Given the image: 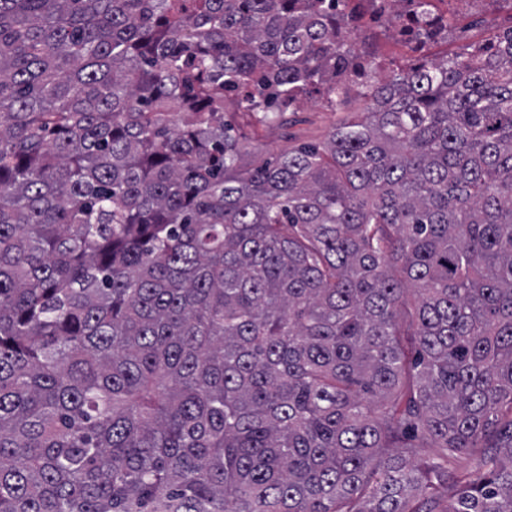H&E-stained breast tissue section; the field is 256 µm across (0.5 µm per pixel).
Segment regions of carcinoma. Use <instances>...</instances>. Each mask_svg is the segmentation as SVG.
Masks as SVG:
<instances>
[{
  "label": "carcinoma",
  "mask_w": 512,
  "mask_h": 512,
  "mask_svg": "<svg viewBox=\"0 0 512 512\" xmlns=\"http://www.w3.org/2000/svg\"><path fill=\"white\" fill-rule=\"evenodd\" d=\"M339 2L0 0V512H512V30L247 166Z\"/></svg>",
  "instance_id": "1"
}]
</instances>
